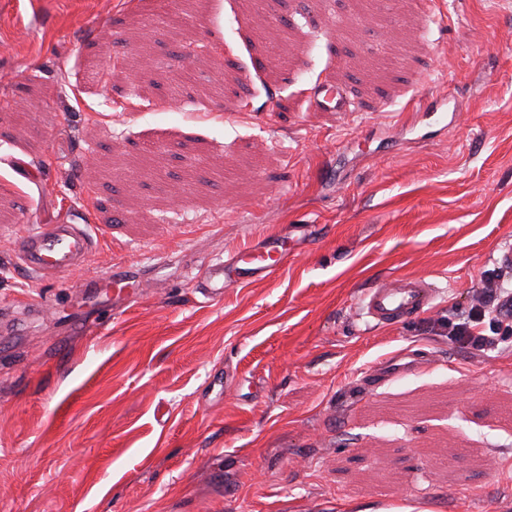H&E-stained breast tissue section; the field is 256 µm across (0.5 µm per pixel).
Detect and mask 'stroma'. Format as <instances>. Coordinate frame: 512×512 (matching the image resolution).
<instances>
[{"label":"stroma","mask_w":512,"mask_h":512,"mask_svg":"<svg viewBox=\"0 0 512 512\" xmlns=\"http://www.w3.org/2000/svg\"><path fill=\"white\" fill-rule=\"evenodd\" d=\"M64 219L85 267L33 276ZM509 245L512 0H0V512H512V352L448 335ZM402 273L436 306L367 327ZM86 226L68 222L38 224L18 239L17 257L42 279L67 273L82 265L92 251L93 239ZM288 248L278 238H267L258 245L212 261L194 279L195 288L209 300L222 299L224 288L275 275L288 265ZM439 297L437 284L425 276L397 274L366 288L357 309L371 327L402 325L430 309Z\"/></svg>","instance_id":"1"}]
</instances>
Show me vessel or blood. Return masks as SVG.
Instances as JSON below:
<instances>
[{
  "label": "vessel or blood",
  "mask_w": 512,
  "mask_h": 512,
  "mask_svg": "<svg viewBox=\"0 0 512 512\" xmlns=\"http://www.w3.org/2000/svg\"><path fill=\"white\" fill-rule=\"evenodd\" d=\"M93 247L87 228L67 222L40 224L15 245L22 264L34 275L50 279L82 265ZM287 247L276 238L212 261L194 280L207 300L223 298L225 288L267 278L288 264ZM439 297L437 284L427 277L397 274L367 288L357 300L358 314L371 327L402 325L430 309Z\"/></svg>",
  "instance_id": "vessel-or-blood-1"
}]
</instances>
